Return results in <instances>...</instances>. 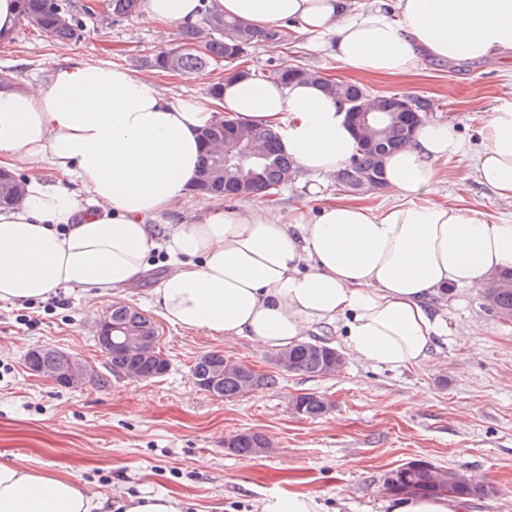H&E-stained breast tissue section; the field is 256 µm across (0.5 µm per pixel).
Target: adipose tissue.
Returning <instances> with one entry per match:
<instances>
[{
  "mask_svg": "<svg viewBox=\"0 0 512 512\" xmlns=\"http://www.w3.org/2000/svg\"><path fill=\"white\" fill-rule=\"evenodd\" d=\"M262 31L295 25L322 36L331 57L360 74L400 77L424 58L512 54V0H209ZM158 25L199 24L200 0H145ZM231 115L281 132L308 176H332L356 153L334 100L313 83L230 77L221 97L164 94L109 64H73L38 86L0 87V167L48 162L55 181L29 178L23 200L0 208V300H43L57 289L125 288L153 255L168 272L160 315L186 331L244 336L283 350L321 323L342 322L356 359L396 369L428 359L448 324L430 304L448 288H477L512 269V221L436 198L437 161L466 154L448 121L426 120L385 165L399 200L381 209L333 201L273 210L209 205L179 216L202 157L201 131ZM475 167L512 198V101L490 113ZM382 512H470L449 494L389 495ZM0 512H112L82 483L0 462Z\"/></svg>",
  "mask_w": 512,
  "mask_h": 512,
  "instance_id": "1",
  "label": "adipose tissue"
}]
</instances>
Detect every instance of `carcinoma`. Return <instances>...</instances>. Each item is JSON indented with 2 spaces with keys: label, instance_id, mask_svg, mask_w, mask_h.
Listing matches in <instances>:
<instances>
[{
  "label": "carcinoma",
  "instance_id": "cac0c4a2",
  "mask_svg": "<svg viewBox=\"0 0 512 512\" xmlns=\"http://www.w3.org/2000/svg\"><path fill=\"white\" fill-rule=\"evenodd\" d=\"M142 0H105L107 14L116 22L134 14ZM20 17L29 27L57 42L76 39L82 28L81 22L71 15L60 0H21ZM282 30L275 28L258 32L240 19H228L224 15L205 8L202 26L182 31L178 45L152 53L143 59L145 67L163 72L189 75L208 66L231 65L248 55L258 41H281ZM273 80L285 86L296 81H315L321 84L325 94L341 107L349 108V101L360 98L383 121L384 133L379 144L372 146L358 142L357 154L352 161L336 173V182L345 191L355 195L359 181L375 177L385 186V161L388 156L404 148L413 135L415 115L430 108V102L411 96L414 111L399 110L398 95H376L362 85L350 81H334L313 70L277 67L272 71ZM204 155L193 189L202 196L239 199L262 196L287 183L295 174L294 163L283 151L278 130L254 121H241L233 117L217 120L203 130ZM27 178L11 174L0 181V207L11 206L23 196ZM490 309L499 315L512 318V287L501 288L492 296ZM107 320L112 324V342L99 343L107 359L108 369L95 372L90 385L106 389L112 378L131 373L145 380L159 378L169 370L168 359L157 352L155 356H141L122 343V336L129 332L153 329L154 322L143 312L123 303L112 304ZM292 371L313 376L327 374V366L336 361V347L324 341H304L288 349ZM65 352L53 347L37 351L27 362L30 370L51 374L56 362ZM220 351H211L197 358L191 369L193 382L211 378L215 367L224 364ZM271 377L257 374L245 364H238V371L224 375L218 383L215 395L231 399L261 386ZM305 418H318L325 414L323 397L315 393L296 395ZM267 438L260 432H242L232 437L228 450L241 456L257 454ZM436 472L433 465L417 460L409 470L399 473L397 483L389 490L405 492L412 484L420 493L437 492Z\"/></svg>",
  "mask_w": 512,
  "mask_h": 512
}]
</instances>
